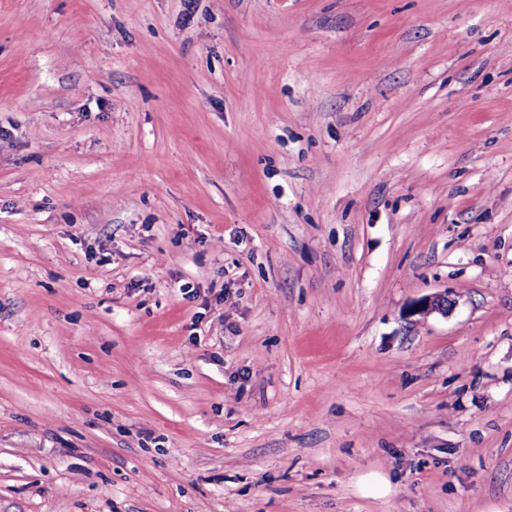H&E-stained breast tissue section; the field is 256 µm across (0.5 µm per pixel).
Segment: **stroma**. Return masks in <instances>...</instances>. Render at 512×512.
<instances>
[{
  "label": "stroma",
  "mask_w": 512,
  "mask_h": 512,
  "mask_svg": "<svg viewBox=\"0 0 512 512\" xmlns=\"http://www.w3.org/2000/svg\"><path fill=\"white\" fill-rule=\"evenodd\" d=\"M0 512H512V0H0ZM450 304L451 300H448L447 293L426 295L416 301L411 316L420 315L425 317L436 311L447 313Z\"/></svg>",
  "instance_id": "1"
}]
</instances>
